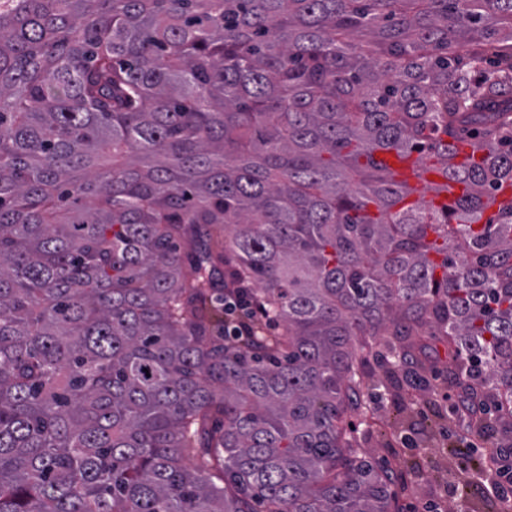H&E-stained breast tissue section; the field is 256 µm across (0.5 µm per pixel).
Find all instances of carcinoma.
I'll return each mask as SVG.
<instances>
[{"label":"carcinoma","mask_w":512,"mask_h":512,"mask_svg":"<svg viewBox=\"0 0 512 512\" xmlns=\"http://www.w3.org/2000/svg\"><path fill=\"white\" fill-rule=\"evenodd\" d=\"M506 182L512 0H0V512H398L357 365L432 323L512 423ZM379 164L388 167L393 170L399 179L407 180L411 185L419 187L426 183L442 182L443 176L436 168H431L427 172L420 174L413 165L415 156L411 158H404L395 153H382L376 157ZM395 161V164H392ZM261 311L249 301L245 300L239 294L224 295V314L219 313L213 321V334H216L220 328V320L224 319L226 324L231 327V333L239 336H249L252 332L251 321L254 320Z\"/></svg>","instance_id":"obj_1"}]
</instances>
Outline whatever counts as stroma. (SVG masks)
Segmentation results:
<instances>
[{"mask_svg": "<svg viewBox=\"0 0 512 512\" xmlns=\"http://www.w3.org/2000/svg\"><path fill=\"white\" fill-rule=\"evenodd\" d=\"M429 343L417 367L426 381L421 391L408 388L387 359L369 358L362 366L369 411L349 414L347 423L360 455L393 471L400 512H423L434 498L444 512H461L463 501H490L477 475L481 457L489 446H511L512 429L479 432L453 412L459 390L448 381V347L436 336Z\"/></svg>", "mask_w": 512, "mask_h": 512, "instance_id": "obj_1", "label": "stroma"}]
</instances>
